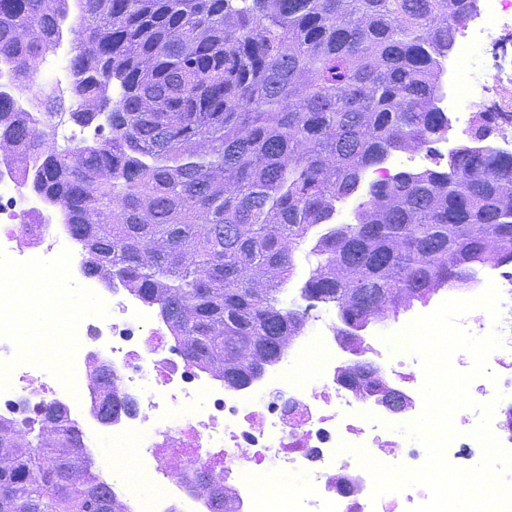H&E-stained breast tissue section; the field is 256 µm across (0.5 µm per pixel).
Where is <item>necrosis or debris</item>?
<instances>
[{
  "instance_id": "1",
  "label": "necrosis or debris",
  "mask_w": 512,
  "mask_h": 512,
  "mask_svg": "<svg viewBox=\"0 0 512 512\" xmlns=\"http://www.w3.org/2000/svg\"><path fill=\"white\" fill-rule=\"evenodd\" d=\"M510 31L512 0H475L452 58L442 62L435 79V106L456 124H472L478 112H512V72L495 63L477 80L469 71L474 47L496 43ZM71 79L69 71L58 73L50 90L64 95ZM50 90L19 81L11 55L0 53V98L12 111L42 116ZM69 222L68 210L33 189L23 168L0 151V416L24 421L46 406L66 407L82 422L94 474L126 512H213L212 497L195 482L200 469L223 484L233 512H409L427 502L430 492L422 485L373 496L369 472L339 446L361 447L384 465L424 463L425 448L407 431L423 411L421 362L409 352L386 349L382 336L454 296L476 297L490 283L500 293L499 319L476 308L460 323L477 337L497 333L503 346L489 353L488 376L470 382L476 405L459 416V435L447 457L461 468L480 462L482 447L472 432L488 402L495 405L493 433L512 449L511 271L477 267L461 292L442 287L420 308H406L404 319L376 318L368 336L353 345L344 340L338 314L313 316V336L292 337L259 376L233 386L194 366L181 342L171 341L159 308L121 282H113L104 299L108 317L71 307L82 263ZM25 276L55 283L52 297L65 313L59 330L65 341L55 360L25 345L14 320ZM101 367L111 374L117 398L134 406L109 424L91 410L100 398L95 371ZM370 370L379 390L362 377ZM105 432L113 447L133 451L134 477L100 457L97 439ZM286 470L299 481L282 492L272 479Z\"/></svg>"
}]
</instances>
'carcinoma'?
<instances>
[{"mask_svg": "<svg viewBox=\"0 0 512 512\" xmlns=\"http://www.w3.org/2000/svg\"><path fill=\"white\" fill-rule=\"evenodd\" d=\"M69 100L97 138L59 147L0 99V142L42 159L35 188L67 208L85 273L158 305L186 356L241 385L301 334L280 294L317 226L309 297L352 327L479 263L512 265V154L475 146L444 169L365 181L448 135L431 75L473 0H77ZM69 0H0V52L25 82ZM352 206L333 222L336 208ZM102 417L131 411L99 372ZM0 420V512H120L69 411Z\"/></svg>", "mask_w": 512, "mask_h": 512, "instance_id": "carcinoma-1", "label": "carcinoma"}]
</instances>
